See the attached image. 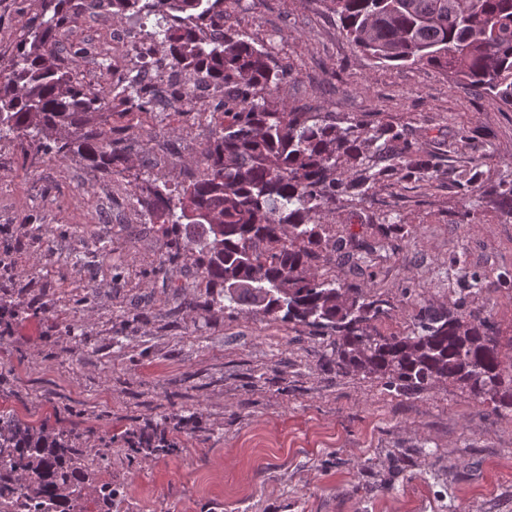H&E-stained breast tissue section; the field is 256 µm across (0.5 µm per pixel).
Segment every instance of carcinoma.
Masks as SVG:
<instances>
[{
	"mask_svg": "<svg viewBox=\"0 0 512 512\" xmlns=\"http://www.w3.org/2000/svg\"><path fill=\"white\" fill-rule=\"evenodd\" d=\"M351 44L382 63H423L449 71L512 108V0H325ZM152 26L166 46L158 69H176L212 89L215 128L201 148L203 172L174 193L158 180L135 194L146 223L158 225L197 253L200 277L218 288L227 309L250 308L275 320L304 324L333 337L336 369L373 375L398 393L446 382L495 410L512 411V373L502 343L481 313L460 301L422 305L405 332L385 334L376 322L389 302L363 296L318 274L341 248L320 223L323 205L344 196L362 201L394 172L417 182L440 176L433 155L386 125L271 104L291 70L268 49L224 29V0H108ZM71 0H41L19 28L13 48L0 50V141L26 140L44 156L81 154L116 173L124 162L112 127V103L140 116L153 113L158 89L148 67L110 75L98 89L58 63L61 31L75 25ZM181 111H195L189 88L170 91ZM495 204L512 218V179L501 180ZM223 226L221 238L214 227ZM0 413V512H70L82 496L74 473L91 466L73 446ZM167 455L171 444L144 435L127 448ZM110 512L120 492L99 485Z\"/></svg>",
	"mask_w": 512,
	"mask_h": 512,
	"instance_id": "cac0c4a2",
	"label": "carcinoma"
}]
</instances>
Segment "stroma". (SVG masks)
I'll return each mask as SVG.
<instances>
[{
	"label": "stroma",
	"instance_id": "stroma-1",
	"mask_svg": "<svg viewBox=\"0 0 512 512\" xmlns=\"http://www.w3.org/2000/svg\"><path fill=\"white\" fill-rule=\"evenodd\" d=\"M91 17L80 12L61 38L85 87L132 68L111 35L135 30L161 56L137 18L100 28ZM224 26L291 68L275 105L386 124L440 157L446 173L431 184L396 174L361 203L325 208L343 242L327 272L388 299L378 328L389 333L419 305L459 298L448 264L462 257L484 277L468 305L489 318L512 372V288L497 284L512 272V218L493 202L512 174V109L434 67L374 61L326 0H226ZM112 124L128 156L116 174L76 154L30 165L21 154L35 145L0 142V411L76 435L91 456L111 447L72 512H100L107 480L131 512H512V411L445 383L387 390L337 370L328 337L306 326L214 304L193 256L142 223L133 197L146 180L179 187L200 174L209 119L165 111ZM474 166L483 177L462 195L455 176ZM363 252L365 263L349 261ZM147 427L175 452L129 459L127 438Z\"/></svg>",
	"mask_w": 512,
	"mask_h": 512
}]
</instances>
